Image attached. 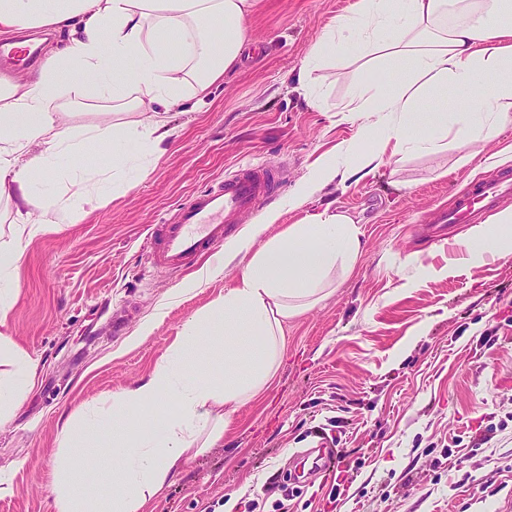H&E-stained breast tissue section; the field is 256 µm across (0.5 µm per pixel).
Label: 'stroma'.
<instances>
[{
	"label": "stroma",
	"mask_w": 512,
	"mask_h": 512,
	"mask_svg": "<svg viewBox=\"0 0 512 512\" xmlns=\"http://www.w3.org/2000/svg\"><path fill=\"white\" fill-rule=\"evenodd\" d=\"M350 0H260L245 21L237 67L168 118L171 146L139 155L129 188L84 204L72 223L39 236L20 268L1 332L37 364V385L0 428V512H53L52 468L63 422L152 371L183 325L235 285L272 236L326 207L359 219L362 250L334 291L284 325L285 351L270 384L241 406L224 439L191 457L152 512H512V258L457 261L463 227L424 219L471 181L493 174L495 147L476 143L416 155L346 186L329 184L293 206L298 182L349 143L340 121L353 69L325 75L321 107L298 91L303 57ZM57 105L78 128L113 120L112 104L83 96L66 74ZM284 177L278 199L243 217L230 237L262 224L250 250L200 281L148 257L150 225L246 162ZM154 320L147 336L141 325ZM123 330L113 334V322ZM327 439L340 464L326 479L290 480L298 453Z\"/></svg>",
	"instance_id": "35a3bbf8"
}]
</instances>
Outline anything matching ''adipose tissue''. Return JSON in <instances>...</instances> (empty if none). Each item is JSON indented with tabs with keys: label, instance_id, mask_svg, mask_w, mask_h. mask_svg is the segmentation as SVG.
I'll list each match as a JSON object with an SVG mask.
<instances>
[{
	"label": "adipose tissue",
	"instance_id": "obj_1",
	"mask_svg": "<svg viewBox=\"0 0 512 512\" xmlns=\"http://www.w3.org/2000/svg\"><path fill=\"white\" fill-rule=\"evenodd\" d=\"M259 0H0V29L50 27L70 32L63 53L47 56L36 78L0 80V198L16 207L12 238L0 248V358L13 370L0 379V425L36 385V364L14 350L2 328L15 302L25 247L67 223L72 210L107 191H122L134 141L161 151L175 136L164 114L187 94L205 93L235 67L248 39L244 26ZM355 66L342 121L356 141L338 160L321 161L297 186L300 205L328 182L347 183L415 155L497 141L512 123V0H351L302 61L303 72ZM93 78L121 111L123 124L65 127L55 105L59 80ZM468 95L449 104L447 90ZM433 119L420 121L423 110ZM69 182L68 206L51 212L36 195L50 177ZM465 260L512 255V207L473 224L458 242ZM361 250L349 214L329 208L270 238L241 269L238 284L185 323L149 377L112 396L111 434L99 424L63 425L53 474L54 512H148L151 503L199 453L220 441L234 413L275 373L282 327L323 300L336 272ZM224 318L213 331V314ZM207 349L217 361L186 372L187 357ZM93 443L112 458L107 481L67 454Z\"/></svg>",
	"mask_w": 512,
	"mask_h": 512
}]
</instances>
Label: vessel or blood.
<instances>
[{
  "instance_id": "vessel-or-blood-1",
  "label": "vessel or blood",
  "mask_w": 512,
  "mask_h": 512,
  "mask_svg": "<svg viewBox=\"0 0 512 512\" xmlns=\"http://www.w3.org/2000/svg\"><path fill=\"white\" fill-rule=\"evenodd\" d=\"M37 53L0 41V62L7 65L34 64ZM283 187L277 169L262 162L239 165L217 186L193 195L182 203L173 217L153 225L150 261L154 265L180 271L191 267L206 254L216 252L234 224L253 214ZM512 196V174H499L474 185L457 196L447 208L436 210L430 222L464 224L477 209H492L501 198Z\"/></svg>"
}]
</instances>
